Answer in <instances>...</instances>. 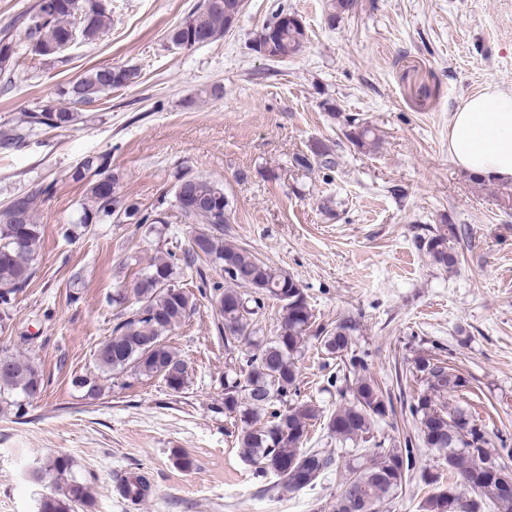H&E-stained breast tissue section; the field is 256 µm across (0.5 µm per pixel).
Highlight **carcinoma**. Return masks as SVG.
<instances>
[{"mask_svg":"<svg viewBox=\"0 0 512 512\" xmlns=\"http://www.w3.org/2000/svg\"><path fill=\"white\" fill-rule=\"evenodd\" d=\"M237 0H201L195 10L172 28L167 39L176 47L193 48L211 43L224 35L226 14ZM27 39L44 44L60 53L73 42L89 43L111 23L110 13L101 0H39L26 17ZM267 58L281 61L300 53L308 42L305 25L290 21L278 26L270 36ZM137 72L117 67L108 74L95 67L78 78L81 93L76 95L66 85L59 95L69 105L40 106L28 111L24 120L0 131V146L8 148L23 140L24 130L45 126L69 128L76 124V105H89L114 88L134 82ZM346 137L359 151L374 152L380 139L372 127L346 119ZM310 155H298L294 162L311 170H331L336 166L333 150L321 141L310 145ZM191 178L192 204L177 206L181 215L201 228L191 238L183 258L168 252L156 256L148 270L131 287L112 293L109 303L122 307L134 301L131 315L117 322L112 334L96 351V372L73 379L85 395H101L102 374L129 372L137 378H160L174 391H181L187 381V364L165 340V334L178 327L196 306V294L180 287L185 269L197 260L222 271L231 285L214 282L199 288V295L216 304L224 325V343L248 346L245 365L224 379V412L236 418L237 440L255 474L275 477L274 487L298 491L314 486L325 474H339V488L334 512H379L378 505L397 496L403 483L415 470L416 457L412 438L391 448L375 439L374 427L394 411L391 396L361 374L363 359L353 349V336L359 330L356 320L347 317L331 329L314 328L312 313L302 285L291 275L256 258L250 251L224 241V225L229 223L230 201L223 186L202 176L181 174L177 182ZM120 187L119 174L112 170L109 154L89 156L72 173V179L86 185L77 226L88 229L93 224L121 223L136 219L138 224H158L160 220L140 213L136 206L129 215H119L101 191V179ZM476 188L492 185L491 195L498 210L512 214V180L490 183L469 177ZM54 184L41 183L13 197L0 209V327L11 319L17 294L33 276V261L40 245L41 225L36 216L41 204L52 193ZM461 240L457 225L441 224L421 241L432 261L443 268L458 263L455 244ZM280 305L281 316L276 336L265 338L257 328L266 303ZM316 329L321 349L341 368L354 375L349 386L350 401L340 404L329 416L310 402L298 400V358L311 329ZM11 367L0 369V414L20 419L43 388L39 365L31 357L0 352V359ZM423 391L408 405L416 421L418 438L427 448L443 453L448 467V486L437 487L423 505L424 512H512V497L505 498L496 489L495 469L501 466L500 449L495 448L483 427L476 424L463 408L448 406V395L467 386V379L440 358L420 356L415 361ZM326 418L325 428L340 446L334 456L303 443L312 422ZM352 447H347V444ZM73 463L65 455L55 456L45 469L53 484L39 502L38 512H79L88 507V487L72 476ZM43 474V475H45ZM38 475V478H43ZM124 498L142 503L151 493L149 477L141 472L117 479ZM469 502L461 504V494Z\"/></svg>","mask_w":512,"mask_h":512,"instance_id":"obj_1","label":"carcinoma"}]
</instances>
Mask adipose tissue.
<instances>
[{
  "label": "adipose tissue",
  "mask_w": 512,
  "mask_h": 512,
  "mask_svg": "<svg viewBox=\"0 0 512 512\" xmlns=\"http://www.w3.org/2000/svg\"><path fill=\"white\" fill-rule=\"evenodd\" d=\"M448 156L478 177L512 180V90L489 87L460 103L448 125Z\"/></svg>",
  "instance_id": "1"
}]
</instances>
